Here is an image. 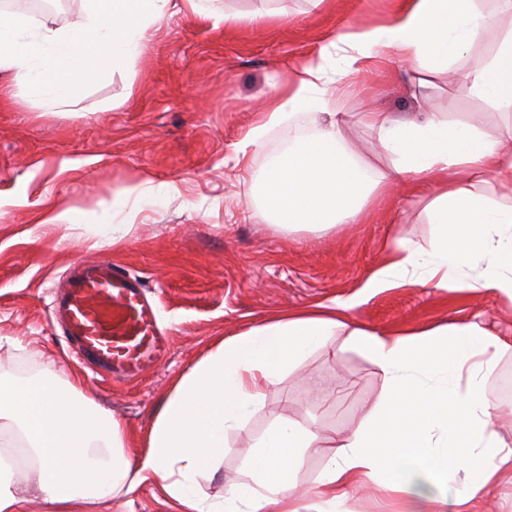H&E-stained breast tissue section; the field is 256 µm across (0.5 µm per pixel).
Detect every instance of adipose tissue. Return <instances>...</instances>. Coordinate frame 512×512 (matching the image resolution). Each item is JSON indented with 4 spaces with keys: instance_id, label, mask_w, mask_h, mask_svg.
I'll return each mask as SVG.
<instances>
[{
    "instance_id": "obj_1",
    "label": "adipose tissue",
    "mask_w": 512,
    "mask_h": 512,
    "mask_svg": "<svg viewBox=\"0 0 512 512\" xmlns=\"http://www.w3.org/2000/svg\"><path fill=\"white\" fill-rule=\"evenodd\" d=\"M482 0H402L390 22L342 34L302 67L243 141L262 147L270 128L309 112L326 114L319 133L290 139L271 155L260 219L283 229L328 230L359 223L369 198L428 188V245L397 240L360 295L404 285L471 288L512 299V125L484 131L478 116L425 112L397 119L365 112L388 161L363 163L346 145L347 123L330 85L379 55L405 62L414 78L450 72L491 25ZM477 97L512 109V29L481 69L454 72ZM320 304L217 339L162 397L147 451L130 455L126 427L88 398L77 375L19 377L0 368V512H22L17 475L47 512H97L98 505L154 480L176 512H300L291 475L319 436L299 423L271 426L222 498L198 490L205 468L224 457V436L337 330L384 375L367 421L342 437L319 480L327 504L339 490L377 481L403 495L405 512H483L485 496L512 485V446L495 428L500 410L487 377L511 348L471 320L443 328L380 333L351 322L359 297Z\"/></svg>"
}]
</instances>
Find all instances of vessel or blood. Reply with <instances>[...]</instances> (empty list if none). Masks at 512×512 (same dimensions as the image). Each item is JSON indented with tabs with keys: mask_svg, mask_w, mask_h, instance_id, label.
Wrapping results in <instances>:
<instances>
[{
	"mask_svg": "<svg viewBox=\"0 0 512 512\" xmlns=\"http://www.w3.org/2000/svg\"><path fill=\"white\" fill-rule=\"evenodd\" d=\"M52 314L78 355L117 379L138 376L168 345L142 280L109 262H75Z\"/></svg>",
	"mask_w": 512,
	"mask_h": 512,
	"instance_id": "b4317fda",
	"label": "vessel or blood"
}]
</instances>
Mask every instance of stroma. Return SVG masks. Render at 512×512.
<instances>
[{"instance_id": "1", "label": "stroma", "mask_w": 512, "mask_h": 512, "mask_svg": "<svg viewBox=\"0 0 512 512\" xmlns=\"http://www.w3.org/2000/svg\"><path fill=\"white\" fill-rule=\"evenodd\" d=\"M228 22L214 24L182 0L154 26L130 72L104 74L64 112L16 94L15 73L0 72V356L23 377L51 364L80 372L84 392L131 431L133 455L175 378L207 352L212 337H233L271 319L356 293L395 240L427 243L423 206L399 196L371 201L359 224L284 231L255 217L267 158L288 139L317 133L313 113L301 126L271 129L259 150L235 162L261 111L295 71L335 36L383 25L394 0H203ZM414 89L406 66L379 60L360 87L340 93L347 134L367 161L384 158L377 135L358 118L420 110L482 113L488 128L512 123L444 75ZM132 225L113 244L112 227ZM107 259L140 277L169 333L160 361L130 380L111 381L72 355L51 311L67 265ZM481 316L512 344V301L485 291L402 286L368 295L349 316L382 333L435 328ZM384 391L383 375L336 332L290 368L242 426L225 438L218 472L202 480L212 497L239 477L252 447L273 423L293 420L317 432L293 482L305 512H321L318 480L335 443L362 425ZM102 512H174L152 482L113 499Z\"/></svg>"}]
</instances>
